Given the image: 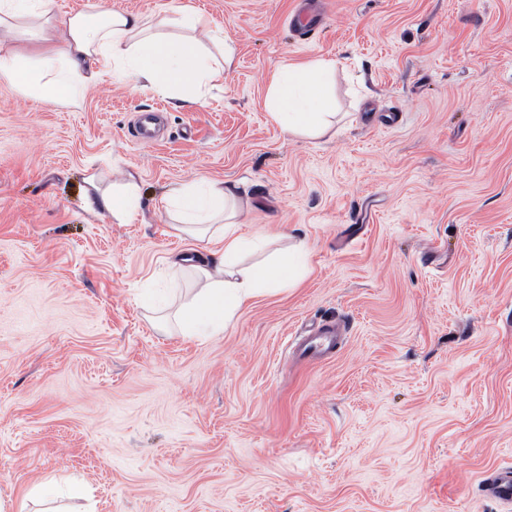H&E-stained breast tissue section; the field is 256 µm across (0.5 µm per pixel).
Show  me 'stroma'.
I'll list each match as a JSON object with an SVG mask.
<instances>
[{"instance_id":"1","label":"stroma","mask_w":512,"mask_h":512,"mask_svg":"<svg viewBox=\"0 0 512 512\" xmlns=\"http://www.w3.org/2000/svg\"><path fill=\"white\" fill-rule=\"evenodd\" d=\"M192 2L234 62L178 109L105 80L79 106L0 81V512L40 481L95 512H505L512 470V0ZM337 60L341 117L291 138L266 96L284 63ZM139 186L122 224L85 208L89 176ZM249 186L246 228L305 241L308 271L250 301L223 335L162 327L193 252L163 196ZM165 289L164 313L146 287ZM343 328L331 358L296 343ZM486 481L487 490L494 497L512 505V472L492 475Z\"/></svg>"}]
</instances>
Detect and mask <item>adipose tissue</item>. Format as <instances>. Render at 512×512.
Listing matches in <instances>:
<instances>
[{
  "mask_svg": "<svg viewBox=\"0 0 512 512\" xmlns=\"http://www.w3.org/2000/svg\"><path fill=\"white\" fill-rule=\"evenodd\" d=\"M213 37L200 12L187 4L146 17L102 2L90 13L61 15L54 0H0V81L28 99L75 107L89 86L109 76L189 107L200 104L204 88L232 65V49L219 59L205 51L204 40ZM23 38L37 44L36 57L20 54L17 43ZM334 68L324 59L280 66L268 87L270 120L293 137L327 134L333 126L328 77ZM138 201V185L130 177L95 189L86 195L85 206L127 224L138 212ZM164 201L177 233L196 243L195 255L171 262L175 274L193 281L191 297L175 314L177 335H223L251 300L294 287L303 278L308 253L301 242L266 261L244 264V257L268 239L242 230L252 198L241 183L202 179L171 189Z\"/></svg>",
  "mask_w": 512,
  "mask_h": 512,
  "instance_id": "obj_1",
  "label": "adipose tissue"
}]
</instances>
